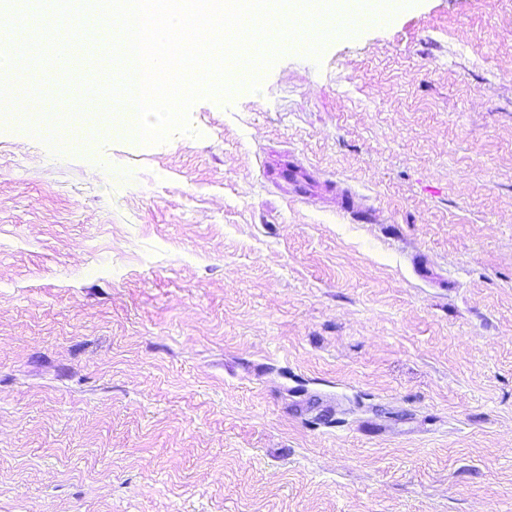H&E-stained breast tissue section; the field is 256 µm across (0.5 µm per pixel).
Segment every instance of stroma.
I'll use <instances>...</instances> for the list:
<instances>
[{"label":"stroma","instance_id":"35a3bbf8","mask_svg":"<svg viewBox=\"0 0 512 512\" xmlns=\"http://www.w3.org/2000/svg\"><path fill=\"white\" fill-rule=\"evenodd\" d=\"M189 119L55 152L0 114V512H512V0Z\"/></svg>","mask_w":512,"mask_h":512}]
</instances>
